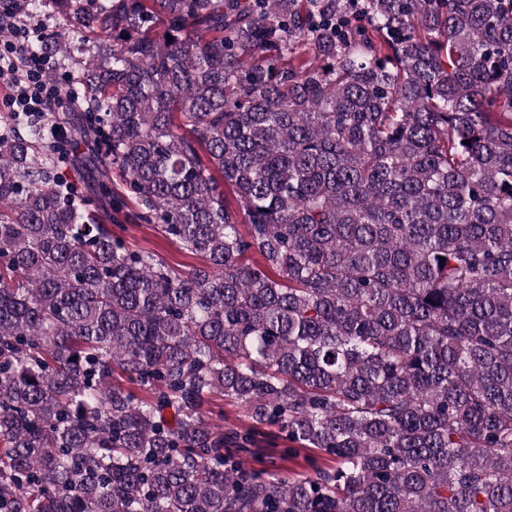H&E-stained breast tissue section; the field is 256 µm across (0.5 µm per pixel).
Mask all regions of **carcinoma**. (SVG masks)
Masks as SVG:
<instances>
[{"mask_svg": "<svg viewBox=\"0 0 512 512\" xmlns=\"http://www.w3.org/2000/svg\"><path fill=\"white\" fill-rule=\"evenodd\" d=\"M43 16L81 123L0 114V512H512V0H0ZM265 424L333 466L249 475ZM59 173L63 178L71 182L79 195L84 197L92 195L93 185L85 169L61 163ZM97 213L102 218L104 224H112V231L123 238L127 244L133 248L144 251H151L160 256L171 268L188 271L193 267L203 264V259L197 254H192L182 246L163 236V234L154 228L151 224L133 223L125 219L126 213L137 211V205L132 198L126 197V208L120 214L112 211V217H116L118 222L109 221L106 209H102L99 203L96 204ZM210 409L213 412L212 422L216 424H223L224 430L237 429L238 431L244 430L248 427L249 422L244 417V413L241 409L232 406L224 401V398L216 396L213 397L208 406L205 409ZM224 412V421L220 420L218 413Z\"/></svg>", "mask_w": 512, "mask_h": 512, "instance_id": "obj_1", "label": "carcinoma"}]
</instances>
